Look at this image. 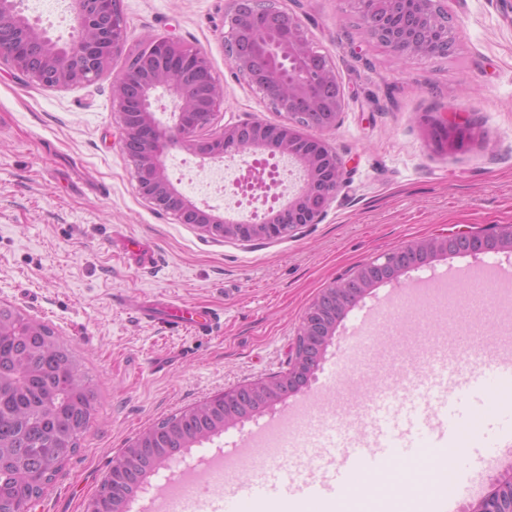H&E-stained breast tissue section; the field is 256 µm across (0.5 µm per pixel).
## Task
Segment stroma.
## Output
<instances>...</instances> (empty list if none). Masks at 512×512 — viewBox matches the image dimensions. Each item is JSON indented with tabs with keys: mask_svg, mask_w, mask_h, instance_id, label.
<instances>
[{
	"mask_svg": "<svg viewBox=\"0 0 512 512\" xmlns=\"http://www.w3.org/2000/svg\"><path fill=\"white\" fill-rule=\"evenodd\" d=\"M129 43L172 35L206 55L224 86L210 133L225 124L285 116L239 80L225 55L229 0H120ZM300 16L314 47L336 68L345 106L325 137L347 180L321 223L292 237L242 243L212 239L157 212L138 194L120 145L112 77L49 89L0 70V303L45 323L83 358L100 410L77 452L35 502L33 512H86L101 482L137 434L224 389L286 371L300 319L319 292L359 263L410 241L462 229L512 225V0H443L456 49L449 56L401 59L366 40L355 0H278ZM31 22L67 39L70 0H19ZM132 236L154 262L136 265L113 247ZM431 263L363 299L338 327L303 390L311 401L285 431V446L240 445L279 416L254 414L212 441L186 450L151 476L129 512H153L158 492L183 473L205 471L212 456L233 459L230 486L287 476L311 457L309 435L331 436V406L367 399L394 353L426 359L445 340L478 336L512 356V291L472 298L430 296L420 310L392 299L410 284L444 283ZM132 296L207 305L221 313L199 335L141 319ZM384 317L366 356L351 344L372 314ZM512 467V437L496 462L475 458V495L445 512H467L476 495Z\"/></svg>",
	"mask_w": 512,
	"mask_h": 512,
	"instance_id": "stroma-1",
	"label": "stroma"
}]
</instances>
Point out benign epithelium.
Wrapping results in <instances>:
<instances>
[{
	"instance_id": "1",
	"label": "benign epithelium",
	"mask_w": 512,
	"mask_h": 512,
	"mask_svg": "<svg viewBox=\"0 0 512 512\" xmlns=\"http://www.w3.org/2000/svg\"><path fill=\"white\" fill-rule=\"evenodd\" d=\"M361 26L369 41L383 40L385 19L363 0ZM73 26L66 42L30 22L18 0H0V66L52 89L88 84L107 75L114 57L127 67L113 82L121 124V147L133 165L139 195L181 224L209 237L242 242L291 237L306 224H318L336 197L345 167L325 138L309 130L336 126L345 102L334 66L317 52L307 28L273 0H231L224 15L227 57L238 77L256 88L283 123L255 117L204 135L223 103L224 93L203 53L169 36H149L128 44L117 0H70ZM174 149L220 164L237 157L253 163L230 185L246 205L280 200L278 164L299 173L288 199L270 206L262 220H230L199 206L169 177L166 157ZM479 258L512 253V225L496 234L458 231L404 244L363 262L323 289L304 312L288 372L225 389L212 397L224 405L223 430L256 411L283 403L305 387L318 370L340 323L381 282L399 278L439 256L459 252ZM469 512H512V469L498 477Z\"/></svg>"
}]
</instances>
